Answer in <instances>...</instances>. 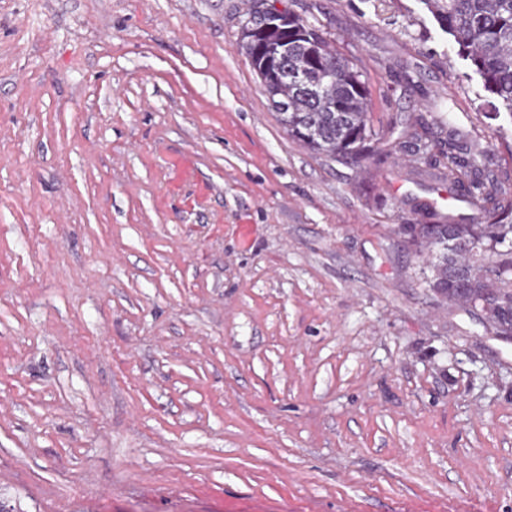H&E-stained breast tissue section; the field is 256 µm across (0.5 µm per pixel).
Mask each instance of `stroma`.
I'll return each mask as SVG.
<instances>
[{
    "instance_id": "stroma-1",
    "label": "stroma",
    "mask_w": 512,
    "mask_h": 512,
    "mask_svg": "<svg viewBox=\"0 0 512 512\" xmlns=\"http://www.w3.org/2000/svg\"><path fill=\"white\" fill-rule=\"evenodd\" d=\"M270 2L377 133L424 119L512 189V118L423 0ZM251 4L0 0V500L512 512V343L399 231L483 212L407 153L289 137L237 49Z\"/></svg>"
}]
</instances>
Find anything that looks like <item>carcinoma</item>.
I'll use <instances>...</instances> for the list:
<instances>
[{
  "label": "carcinoma",
  "instance_id": "obj_1",
  "mask_svg": "<svg viewBox=\"0 0 512 512\" xmlns=\"http://www.w3.org/2000/svg\"><path fill=\"white\" fill-rule=\"evenodd\" d=\"M426 2L487 91L512 113V0ZM269 14L266 0H253L247 13L250 30L242 32L237 45L256 75L263 76L264 58L288 40L282 74L260 80L288 135L330 156H382L383 149L371 145L369 92L360 74L318 28L290 10L282 16L281 31L260 36ZM322 61L333 65L335 82H323ZM423 139L433 143L430 176L448 182L460 201L480 207L486 219L484 224L404 225L417 252L429 259V288L450 303L481 308L495 335L512 336V248L498 249L512 235V194L484 175L491 159L478 162L451 131L440 144L432 128L419 121L400 133L396 147L404 151Z\"/></svg>",
  "mask_w": 512,
  "mask_h": 512
}]
</instances>
